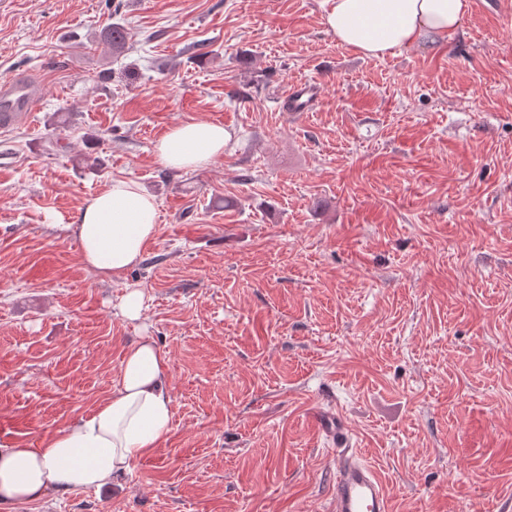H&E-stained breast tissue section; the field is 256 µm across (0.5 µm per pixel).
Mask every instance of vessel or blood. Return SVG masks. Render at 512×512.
I'll return each instance as SVG.
<instances>
[{
  "mask_svg": "<svg viewBox=\"0 0 512 512\" xmlns=\"http://www.w3.org/2000/svg\"><path fill=\"white\" fill-rule=\"evenodd\" d=\"M315 93V83L299 82L290 86L283 98L289 111L305 112ZM41 105V93L31 81L20 77L0 80V128H9L26 114L37 111ZM313 419L336 440L330 512H388L386 495L375 470L349 444L340 418L317 411Z\"/></svg>",
  "mask_w": 512,
  "mask_h": 512,
  "instance_id": "1",
  "label": "vessel or blood"
}]
</instances>
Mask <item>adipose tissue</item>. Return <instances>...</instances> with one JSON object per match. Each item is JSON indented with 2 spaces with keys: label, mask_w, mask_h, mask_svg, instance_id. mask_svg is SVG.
<instances>
[{
  "label": "adipose tissue",
  "mask_w": 512,
  "mask_h": 512,
  "mask_svg": "<svg viewBox=\"0 0 512 512\" xmlns=\"http://www.w3.org/2000/svg\"><path fill=\"white\" fill-rule=\"evenodd\" d=\"M325 24L337 43L370 59L395 49L438 43L460 29L467 0H325ZM223 125L187 121L169 129L155 153L166 167L194 171L224 154ZM155 197L119 179L86 200L71 224L84 265L122 276L140 263L157 232ZM155 343L132 346L110 399L40 448H0V500L31 501L50 489L99 488L156 448L170 430L172 400Z\"/></svg>",
  "instance_id": "ef3b65f1"
}]
</instances>
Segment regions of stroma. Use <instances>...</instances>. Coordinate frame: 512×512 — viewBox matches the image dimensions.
<instances>
[{"label":"stroma","mask_w":512,"mask_h":512,"mask_svg":"<svg viewBox=\"0 0 512 512\" xmlns=\"http://www.w3.org/2000/svg\"><path fill=\"white\" fill-rule=\"evenodd\" d=\"M497 2L469 0L443 44L369 59L336 42L324 0H0V78L44 98L0 131V448L41 447L110 398L141 340L173 406L167 439L110 485L0 512H329L318 410L341 415L390 512H512V12ZM115 22L120 52L101 36ZM301 80L314 108L286 111ZM189 120L233 138L206 168H167L155 144ZM115 179L159 218L140 263L108 278L63 226ZM143 305L144 293L135 285H127L120 305L122 315L129 320L139 319Z\"/></svg>","instance_id":"obj_1"}]
</instances>
